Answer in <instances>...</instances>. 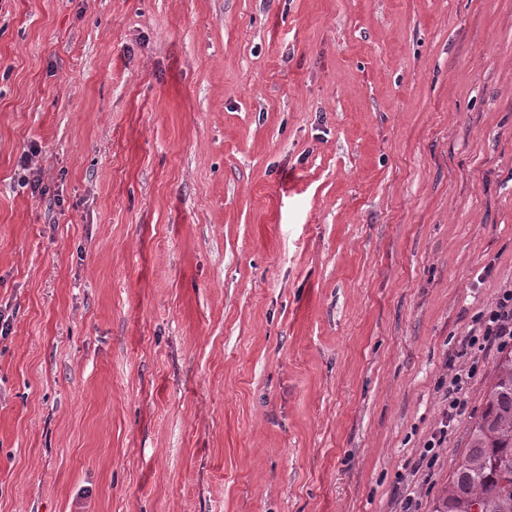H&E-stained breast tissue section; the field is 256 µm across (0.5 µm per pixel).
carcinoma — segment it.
I'll list each match as a JSON object with an SVG mask.
<instances>
[{"mask_svg":"<svg viewBox=\"0 0 512 512\" xmlns=\"http://www.w3.org/2000/svg\"><path fill=\"white\" fill-rule=\"evenodd\" d=\"M512 512V354L495 363L485 408L469 427L465 453L434 512Z\"/></svg>","mask_w":512,"mask_h":512,"instance_id":"1","label":"carcinoma"}]
</instances>
